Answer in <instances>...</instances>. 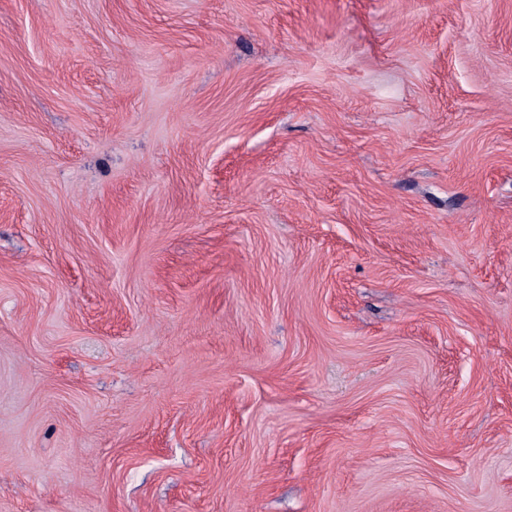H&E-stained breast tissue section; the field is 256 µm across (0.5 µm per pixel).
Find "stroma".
Listing matches in <instances>:
<instances>
[{"mask_svg": "<svg viewBox=\"0 0 512 512\" xmlns=\"http://www.w3.org/2000/svg\"><path fill=\"white\" fill-rule=\"evenodd\" d=\"M0 512H512V0H0Z\"/></svg>", "mask_w": 512, "mask_h": 512, "instance_id": "stroma-1", "label": "stroma"}]
</instances>
